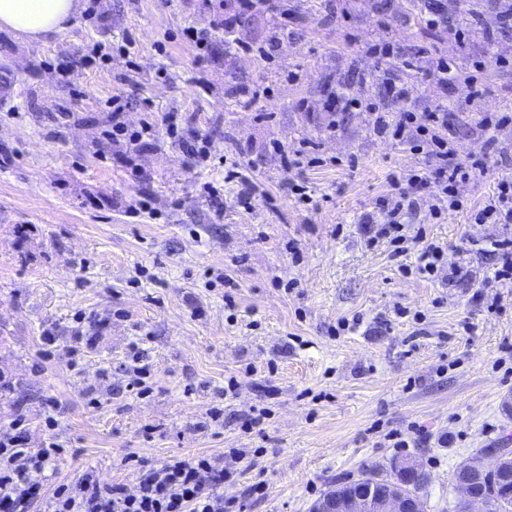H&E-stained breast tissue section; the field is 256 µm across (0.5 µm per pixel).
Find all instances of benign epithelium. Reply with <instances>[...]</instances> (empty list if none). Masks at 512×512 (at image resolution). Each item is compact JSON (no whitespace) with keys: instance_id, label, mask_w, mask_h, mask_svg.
<instances>
[{"instance_id":"7a95c632","label":"benign epithelium","mask_w":512,"mask_h":512,"mask_svg":"<svg viewBox=\"0 0 512 512\" xmlns=\"http://www.w3.org/2000/svg\"><path fill=\"white\" fill-rule=\"evenodd\" d=\"M512 445L503 441L470 455L456 470L453 483L454 512H486L488 502L512 501V476L505 469ZM428 472L413 460H394L387 477H358L344 489L320 499L314 512H426L417 488L430 482Z\"/></svg>"}]
</instances>
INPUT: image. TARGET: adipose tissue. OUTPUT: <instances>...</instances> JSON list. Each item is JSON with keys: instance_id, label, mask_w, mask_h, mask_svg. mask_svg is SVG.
Segmentation results:
<instances>
[{"instance_id": "adipose-tissue-1", "label": "adipose tissue", "mask_w": 512, "mask_h": 512, "mask_svg": "<svg viewBox=\"0 0 512 512\" xmlns=\"http://www.w3.org/2000/svg\"><path fill=\"white\" fill-rule=\"evenodd\" d=\"M77 9L78 0H0V28L37 39L61 30Z\"/></svg>"}]
</instances>
